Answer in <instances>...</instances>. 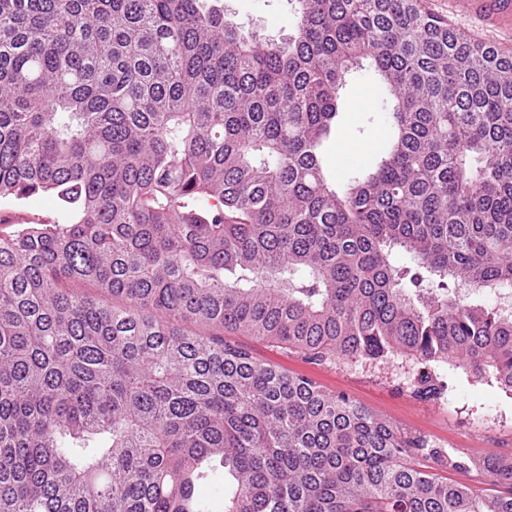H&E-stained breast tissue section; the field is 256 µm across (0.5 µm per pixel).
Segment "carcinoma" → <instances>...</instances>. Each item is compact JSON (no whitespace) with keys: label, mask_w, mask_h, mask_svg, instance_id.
<instances>
[{"label":"carcinoma","mask_w":512,"mask_h":512,"mask_svg":"<svg viewBox=\"0 0 512 512\" xmlns=\"http://www.w3.org/2000/svg\"><path fill=\"white\" fill-rule=\"evenodd\" d=\"M288 41L223 0H0V512H512L467 460L224 339L314 364H450L512 392V56L419 0H296ZM368 61L389 137L321 149ZM410 257L400 264L395 253ZM86 283L96 295H79ZM55 209V200L48 196L43 195L33 204H26L20 212L15 214L17 208H4L0 209V218L7 219L11 221H16L17 218L20 220H33V219H50L53 217ZM437 474L441 477H448L449 480L465 482L476 489H495L491 485V478L488 473L481 469H471L469 471H453L447 468H440L437 470Z\"/></svg>","instance_id":"cac0c4a2"}]
</instances>
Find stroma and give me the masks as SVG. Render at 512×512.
<instances>
[{
	"label": "stroma",
	"mask_w": 512,
	"mask_h": 512,
	"mask_svg": "<svg viewBox=\"0 0 512 512\" xmlns=\"http://www.w3.org/2000/svg\"><path fill=\"white\" fill-rule=\"evenodd\" d=\"M295 8V0H224V18L242 30L279 40L291 33ZM384 112L377 75L370 65H363L342 91L338 131L322 154L334 175L346 178L371 162L388 137ZM233 340L248 346L258 360L307 375L323 389L347 396L401 431L477 463L469 471L439 469V476L487 489L490 478L480 462L512 458V392L498 384L468 380L462 370L447 366L440 370L444 397L425 401L412 393L416 369L404 357L315 365L273 343L240 334Z\"/></svg>",
	"instance_id": "35a3bbf8"
}]
</instances>
